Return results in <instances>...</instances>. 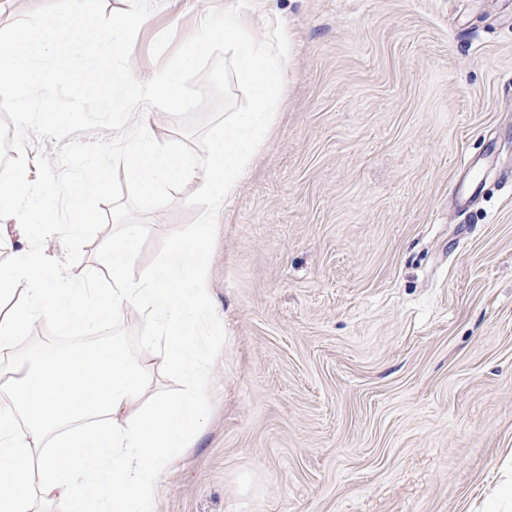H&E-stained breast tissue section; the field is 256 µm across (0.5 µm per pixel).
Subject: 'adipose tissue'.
Masks as SVG:
<instances>
[{"label": "adipose tissue", "mask_w": 512, "mask_h": 512, "mask_svg": "<svg viewBox=\"0 0 512 512\" xmlns=\"http://www.w3.org/2000/svg\"><path fill=\"white\" fill-rule=\"evenodd\" d=\"M141 234L128 224L103 242L112 285L99 289L41 276L45 253L0 232V249L14 253L0 267V302L23 298L0 310L1 359H12L16 336L35 321L64 337L77 322L131 306L147 328L139 355L118 339L106 352L41 353L0 382V512H34L38 499L60 512H153L158 475L202 429L217 357L202 349L208 227L175 240L166 262L133 279L127 269ZM157 357L182 381L179 394L152 397Z\"/></svg>", "instance_id": "adipose-tissue-1"}]
</instances>
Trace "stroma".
<instances>
[{
	"instance_id": "1",
	"label": "stroma",
	"mask_w": 512,
	"mask_h": 512,
	"mask_svg": "<svg viewBox=\"0 0 512 512\" xmlns=\"http://www.w3.org/2000/svg\"><path fill=\"white\" fill-rule=\"evenodd\" d=\"M163 0L150 79L213 7ZM285 88L217 216L208 421L156 512H512V0H264ZM148 215L144 269L196 216ZM138 313L40 323L28 351L122 340Z\"/></svg>"
}]
</instances>
